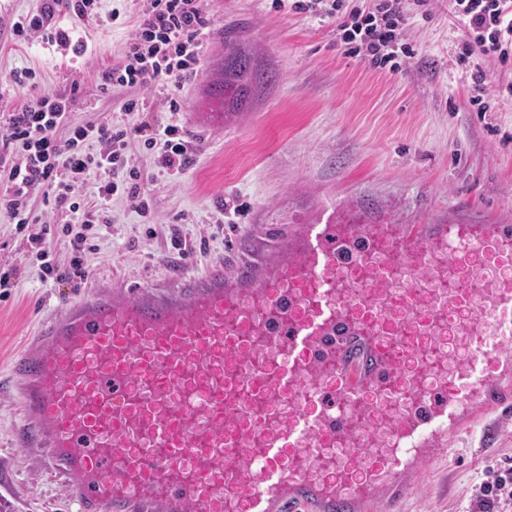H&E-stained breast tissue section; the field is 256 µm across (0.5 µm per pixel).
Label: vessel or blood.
Listing matches in <instances>:
<instances>
[{
  "label": "vessel or blood",
  "mask_w": 512,
  "mask_h": 512,
  "mask_svg": "<svg viewBox=\"0 0 512 512\" xmlns=\"http://www.w3.org/2000/svg\"><path fill=\"white\" fill-rule=\"evenodd\" d=\"M11 375L78 512H397L462 414L512 404V224L336 207L175 291L82 297Z\"/></svg>",
  "instance_id": "vessel-or-blood-1"
}]
</instances>
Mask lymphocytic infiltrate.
Wrapping results in <instances>:
<instances>
[{
    "label": "lymphocytic infiltrate",
    "mask_w": 512,
    "mask_h": 512,
    "mask_svg": "<svg viewBox=\"0 0 512 512\" xmlns=\"http://www.w3.org/2000/svg\"><path fill=\"white\" fill-rule=\"evenodd\" d=\"M453 12L468 35L457 64L470 75V103L477 111H489L490 95L512 98V84L490 92L479 65L483 59L512 62V0H453ZM407 21L403 0H381L375 10L356 11L341 20L339 29L349 55L394 72L414 56L404 39ZM210 24L201 0H146L128 54L100 74L102 87L128 90L124 110L140 112L145 108L140 90L160 85L167 91L169 111L179 112L180 90L199 59L202 35ZM77 91L73 85L43 92L0 114V149L11 157L10 162L0 161V208L25 233L27 252L44 281L85 279L88 240L104 222L102 204L112 197L125 198L139 214L148 213L152 188L131 162L132 144L142 145L159 171L169 175L190 168L196 155L192 141L173 123H75ZM92 171L98 175L96 209L81 193ZM37 194L52 214L64 215V222L34 217L31 200ZM59 243L70 257L64 268L52 258ZM476 501L477 512H501L512 505V466L489 472L478 486Z\"/></svg>",
    "instance_id": "obj_1"
}]
</instances>
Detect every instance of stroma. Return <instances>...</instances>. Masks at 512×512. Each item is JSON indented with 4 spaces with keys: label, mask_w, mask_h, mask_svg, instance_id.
I'll list each match as a JSON object with an SVG mask.
<instances>
[{
    "label": "stroma",
    "mask_w": 512,
    "mask_h": 512,
    "mask_svg": "<svg viewBox=\"0 0 512 512\" xmlns=\"http://www.w3.org/2000/svg\"><path fill=\"white\" fill-rule=\"evenodd\" d=\"M46 4L0 0V112L27 96L10 75L28 68L41 91L78 84L75 123H139L140 115L123 111L122 94L100 89L97 78L128 52L143 0H100L93 19L57 8L54 25L72 29L87 46L81 57L39 37L12 39L13 21ZM203 7L212 25L184 82L179 114L168 111L161 88L145 94L154 121H178L195 139V162L172 179L146 150L136 151L153 185L150 212L140 215L119 197L110 201L109 226L93 240L84 280L62 287L42 282L0 209V263L22 270L0 297V376L40 320L93 286H180L194 271L231 260L234 244L259 224L280 233L348 199L375 220L393 214L404 224L448 218L512 224V103L490 112L470 106L456 65L466 30L450 0L412 8L406 39L416 55L395 73L346 54L337 19L277 8L272 0H204ZM115 9L117 23L110 20ZM240 53L252 57L256 71L224 87V104L237 119L220 134L194 129L190 115L205 111L209 83ZM226 203L240 208L229 224ZM177 236L190 241L189 250L174 249ZM19 426L16 411L0 402V512H74L52 456L16 446ZM448 446L401 512H472L486 473L512 463V414L489 437L477 418H464Z\"/></svg>",
    "instance_id": "35a3bbf8"
}]
</instances>
